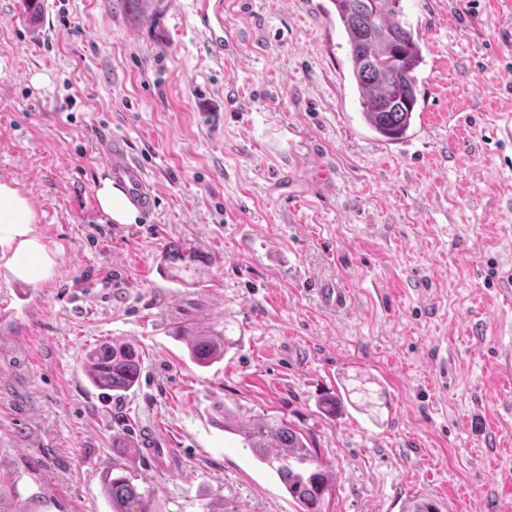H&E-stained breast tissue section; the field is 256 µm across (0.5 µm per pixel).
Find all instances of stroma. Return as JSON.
Masks as SVG:
<instances>
[{"instance_id":"stroma-1","label":"stroma","mask_w":512,"mask_h":512,"mask_svg":"<svg viewBox=\"0 0 512 512\" xmlns=\"http://www.w3.org/2000/svg\"><path fill=\"white\" fill-rule=\"evenodd\" d=\"M41 4L34 24L0 0V181L54 259L38 286L0 259V465L29 512H110L117 437L152 512H302L222 404L301 431L329 473L319 512H512V0H404L425 64L399 143L361 118L330 0H226L229 53L197 0L141 23L121 0ZM104 138L154 188L137 223L98 209ZM173 245L198 284L171 278ZM327 280L347 309L321 303ZM185 326L233 346L197 367ZM117 338L141 376L106 395L84 360ZM359 387L373 408L320 412ZM149 423L172 468L133 448ZM186 250L184 247H173L169 251V259L171 260L170 263L176 264L177 262H180L182 265L177 268V272L180 273V275H176V277L179 278V280L183 283L191 284L194 283V279H198L201 277L200 270L198 267L195 266L197 259L193 251L189 249V251ZM188 273L191 272L189 277L193 279V282H188L181 276L182 273Z\"/></svg>"}]
</instances>
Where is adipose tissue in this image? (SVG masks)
I'll use <instances>...</instances> for the list:
<instances>
[{"label":"adipose tissue","mask_w":512,"mask_h":512,"mask_svg":"<svg viewBox=\"0 0 512 512\" xmlns=\"http://www.w3.org/2000/svg\"><path fill=\"white\" fill-rule=\"evenodd\" d=\"M95 198L100 212L116 224H133L137 210L112 179H100ZM37 218L30 200L9 181L0 182V247H11L8 265L19 279L41 283L51 272L52 259L35 235Z\"/></svg>","instance_id":"obj_1"}]
</instances>
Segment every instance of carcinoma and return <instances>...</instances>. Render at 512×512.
<instances>
[{"mask_svg":"<svg viewBox=\"0 0 512 512\" xmlns=\"http://www.w3.org/2000/svg\"><path fill=\"white\" fill-rule=\"evenodd\" d=\"M139 19H156L166 0H123ZM403 0H331L336 18L349 46V72L360 95L364 123L382 140L397 142L407 137L419 109L418 72L425 63L418 33L403 20ZM171 263H181L178 273L201 277L193 251L174 247ZM188 341L189 357L206 368L224 359L233 341L215 329L180 330ZM84 371L101 390H131L140 376L139 350L127 340H112L94 347L86 357ZM232 410L224 408V430L238 433L244 447L274 470L288 494L304 512H318L329 486V474L303 435L279 419L255 423H231ZM21 475L0 466V512H25L17 484ZM112 512H149L145 493L139 491L118 461L104 479ZM403 512H441L429 499L408 502Z\"/></svg>","mask_w":512,"mask_h":512,"instance_id":"cac0c4a2","label":"carcinoma"}]
</instances>
